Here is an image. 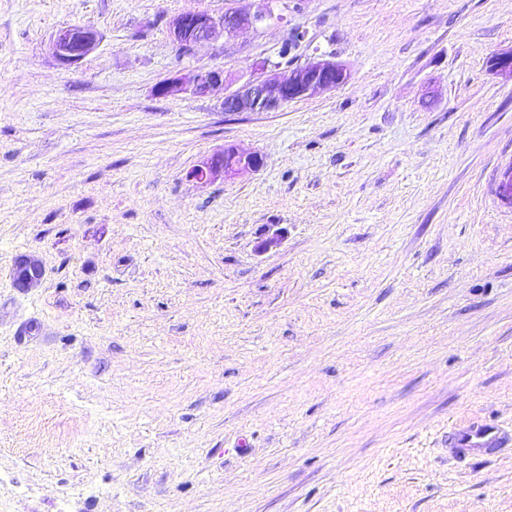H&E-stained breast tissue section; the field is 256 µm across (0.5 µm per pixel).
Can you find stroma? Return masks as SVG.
<instances>
[{"instance_id":"obj_1","label":"stroma","mask_w":512,"mask_h":512,"mask_svg":"<svg viewBox=\"0 0 512 512\" xmlns=\"http://www.w3.org/2000/svg\"><path fill=\"white\" fill-rule=\"evenodd\" d=\"M256 6L0 0V512H512V447H448L512 431V0L170 31ZM322 56L349 82L271 112L155 92ZM228 145L262 166L188 178ZM253 13L225 12L220 17L204 11L182 13L172 19L170 29L175 40L185 49L211 40L219 30L237 32L253 28L256 24L274 16L273 0H261ZM97 41V34L93 30L81 25H69L53 36L50 50L61 65H73L90 53ZM224 69L199 70L175 77L161 83L158 92L163 96H175L183 93L205 94L212 88L226 84ZM42 275V266L38 261L28 256L18 258L14 271V280L17 288L25 289L31 287L41 279ZM510 442V434L494 424L456 425L448 432V444L460 455L489 454L507 448Z\"/></svg>"}]
</instances>
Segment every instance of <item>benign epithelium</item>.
I'll return each mask as SVG.
<instances>
[{
  "label": "benign epithelium",
  "instance_id": "1",
  "mask_svg": "<svg viewBox=\"0 0 512 512\" xmlns=\"http://www.w3.org/2000/svg\"><path fill=\"white\" fill-rule=\"evenodd\" d=\"M274 16L273 0H261L253 13L226 12L215 17L204 11L182 13L172 19L170 29L175 40L185 49L211 40L218 31L237 32L254 27ZM97 34L81 25L60 29L50 41L52 56L62 65H73L82 60L97 45ZM260 70L267 75L251 80L224 95V111L264 112L302 99L318 89H335L347 82L350 73L336 61L313 58L301 66L270 65L263 61ZM490 69L499 75L512 78V48L493 55ZM226 84L224 70H199L161 83L159 94L175 96L183 93L205 94L212 88ZM262 166L261 156L243 153L233 147L212 155L193 168L188 177L198 183H207L219 176H236L255 171ZM43 275L40 263L28 256L18 258L14 280L17 287L29 288Z\"/></svg>",
  "mask_w": 512,
  "mask_h": 512
}]
</instances>
